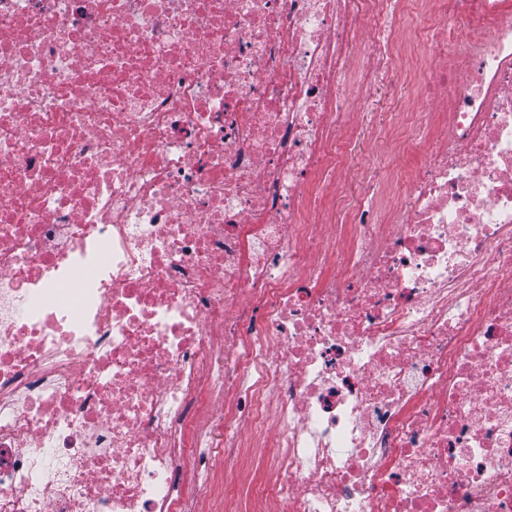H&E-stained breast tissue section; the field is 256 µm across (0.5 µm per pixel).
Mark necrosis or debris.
<instances>
[{
    "label": "necrosis or debris",
    "instance_id": "necrosis-or-debris-1",
    "mask_svg": "<svg viewBox=\"0 0 512 512\" xmlns=\"http://www.w3.org/2000/svg\"><path fill=\"white\" fill-rule=\"evenodd\" d=\"M370 2L0 0V512H512V0ZM421 104L413 83L409 84L403 99L392 95L385 87L381 88L373 101L355 103L350 112H354V122L360 126L377 125L387 112L403 109H413ZM374 147L373 141H366L361 144V151L349 157L347 167L336 174V187L330 188V192L335 196L332 217L333 221L336 219L335 224H341L346 211L358 203L362 197L364 184L361 164L371 156Z\"/></svg>",
    "mask_w": 512,
    "mask_h": 512
}]
</instances>
